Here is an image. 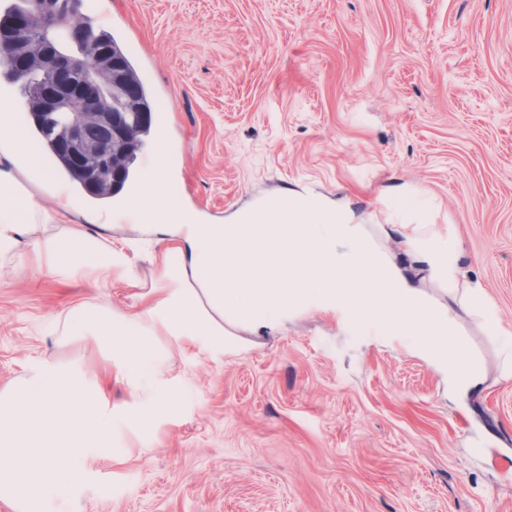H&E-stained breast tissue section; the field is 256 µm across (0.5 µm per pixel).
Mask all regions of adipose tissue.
<instances>
[{"instance_id": "adipose-tissue-1", "label": "adipose tissue", "mask_w": 512, "mask_h": 512, "mask_svg": "<svg viewBox=\"0 0 512 512\" xmlns=\"http://www.w3.org/2000/svg\"><path fill=\"white\" fill-rule=\"evenodd\" d=\"M172 159L158 147L150 177L116 212L133 236L124 251L90 230L103 216L71 224L74 200L31 150L12 106L0 97V259L27 260L61 279H80L97 293L61 314V334L93 338L107 368L129 398L113 407L96 375L78 363L43 360L0 388V503L11 512H44L49 501L79 498L91 482L93 456L122 452L123 433L150 435L170 420L176 388L168 350L194 345L211 359L227 351L224 326L258 332L285 325L309 309L340 313L355 323L375 320L392 335L412 336L416 352L453 389L480 385L484 370L463 344L447 348L454 320L435 309L401 269L376 249L351 215L322 198L290 193L243 213L231 224H204L182 206L168 178ZM51 185L59 210L41 207L30 185ZM160 237L150 254L160 284L135 293L128 309L114 308L103 290L127 276L141 237ZM432 274L457 287L458 253L407 237Z\"/></svg>"}]
</instances>
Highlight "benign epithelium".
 <instances>
[{"label":"benign epithelium","mask_w":512,"mask_h":512,"mask_svg":"<svg viewBox=\"0 0 512 512\" xmlns=\"http://www.w3.org/2000/svg\"><path fill=\"white\" fill-rule=\"evenodd\" d=\"M86 31L87 19L75 7L28 0L24 9L0 21V62L23 81L37 117L64 134L68 152L95 187L106 169L120 176L126 143L146 114L127 92L115 62L99 52H80ZM91 125L106 129L107 137L86 140L84 130Z\"/></svg>","instance_id":"benign-epithelium-1"}]
</instances>
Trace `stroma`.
<instances>
[{
	"label": "stroma",
	"mask_w": 512,
	"mask_h": 512,
	"mask_svg": "<svg viewBox=\"0 0 512 512\" xmlns=\"http://www.w3.org/2000/svg\"><path fill=\"white\" fill-rule=\"evenodd\" d=\"M150 90L174 184L227 219L295 190L340 201L484 369L455 395L371 321L309 310L229 327L215 361L172 348V421L90 460L77 512H512V0H81ZM408 199L416 209H398ZM436 237L498 324L405 247ZM159 269L113 281L123 309ZM92 290L0 266V387L35 360L105 362L57 317Z\"/></svg>",
	"instance_id": "stroma-1"
}]
</instances>
